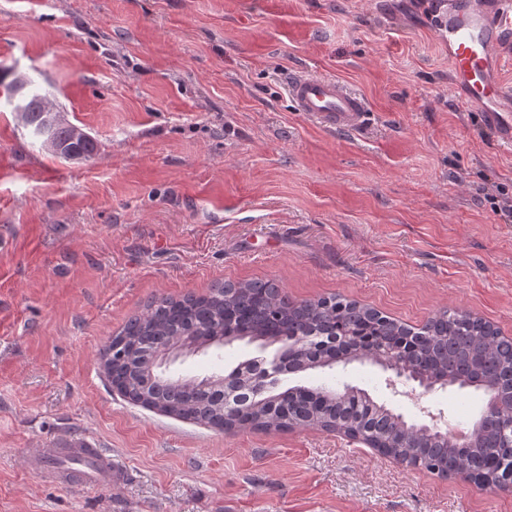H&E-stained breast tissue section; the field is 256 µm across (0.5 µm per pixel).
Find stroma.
<instances>
[{"label":"stroma","mask_w":512,"mask_h":512,"mask_svg":"<svg viewBox=\"0 0 512 512\" xmlns=\"http://www.w3.org/2000/svg\"><path fill=\"white\" fill-rule=\"evenodd\" d=\"M431 0H0V70L97 143L42 147L0 93V512H512V491L443 478L320 427L218 431L143 408L103 369L154 298L271 281L411 327L451 309L512 338V148L449 80ZM317 71L369 102L366 131L296 112ZM242 342L172 376L272 358ZM405 418L469 428L483 392L411 396L368 361L312 371ZM111 449L123 483L49 484L37 448Z\"/></svg>","instance_id":"35a3bbf8"}]
</instances>
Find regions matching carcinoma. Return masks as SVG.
I'll list each match as a JSON object with an SVG mask.
<instances>
[{
	"instance_id": "obj_1",
	"label": "carcinoma",
	"mask_w": 512,
	"mask_h": 512,
	"mask_svg": "<svg viewBox=\"0 0 512 512\" xmlns=\"http://www.w3.org/2000/svg\"><path fill=\"white\" fill-rule=\"evenodd\" d=\"M49 135L87 159L97 149L91 139L72 141L65 125L53 126ZM245 339L277 346L286 375L395 356L409 369L499 398L501 412L481 417L480 430L463 446L408 422L361 388L265 389L252 360L232 371L231 393L224 391L222 376L157 372L158 358L171 348L206 351ZM104 355L112 386L124 397L215 429L332 428L378 444L408 466L449 477L467 474L482 485L498 481L512 466V340L470 313L443 310L415 330L340 295L293 302L267 282L225 283L205 295L153 300L112 337Z\"/></svg>"
}]
</instances>
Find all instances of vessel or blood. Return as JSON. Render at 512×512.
Listing matches in <instances>:
<instances>
[{
    "label": "vessel or blood",
    "instance_id": "vessel-or-blood-1",
    "mask_svg": "<svg viewBox=\"0 0 512 512\" xmlns=\"http://www.w3.org/2000/svg\"><path fill=\"white\" fill-rule=\"evenodd\" d=\"M437 19V35L448 44L453 87L512 146V110L503 106L512 100V87L497 76L500 50L512 43V0H443ZM288 94L297 111L329 129L355 132L368 120L365 100L332 77L312 71L291 77ZM30 465L50 482L80 487L114 485L126 477L110 450L82 439L39 449Z\"/></svg>",
    "mask_w": 512,
    "mask_h": 512
}]
</instances>
